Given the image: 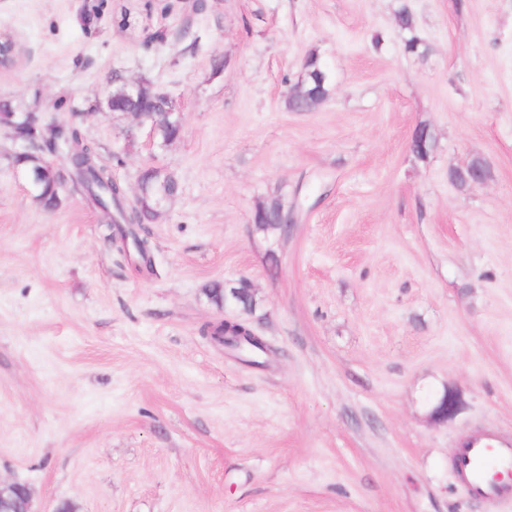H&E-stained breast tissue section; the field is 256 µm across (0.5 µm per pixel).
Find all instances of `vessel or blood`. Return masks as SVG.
<instances>
[{"instance_id": "obj_1", "label": "vessel or blood", "mask_w": 512, "mask_h": 512, "mask_svg": "<svg viewBox=\"0 0 512 512\" xmlns=\"http://www.w3.org/2000/svg\"><path fill=\"white\" fill-rule=\"evenodd\" d=\"M453 463L457 480L472 496L489 504L512 499V482L484 475L489 468H512V438L486 427L475 429L459 442Z\"/></svg>"}]
</instances>
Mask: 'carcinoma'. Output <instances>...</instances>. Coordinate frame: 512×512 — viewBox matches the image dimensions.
Returning <instances> with one entry per match:
<instances>
[{
	"label": "carcinoma",
	"instance_id": "obj_1",
	"mask_svg": "<svg viewBox=\"0 0 512 512\" xmlns=\"http://www.w3.org/2000/svg\"><path fill=\"white\" fill-rule=\"evenodd\" d=\"M396 21L401 30L409 33L405 49L409 52L418 51L422 42L415 34V19L408 8L403 7L397 12ZM325 72V65L319 55L310 53L304 75L308 87L320 93L328 91L329 82L324 77ZM130 105L125 89L116 86L98 104V108L110 112ZM17 111L18 108L9 102L0 103V120L12 123L15 126L14 134L29 143L28 152L15 156L14 162L22 171L38 175V184L31 187L35 200L46 208L56 207L62 182L65 177H70L73 183L82 188L88 200L106 215L107 224L113 227L109 239L117 241L121 250L134 253V258L141 263L144 272L153 273L148 240L138 235L137 228L142 226L144 220L157 217L163 204L178 194V176L160 168L143 170L139 194L134 204L129 206L126 204L125 186L113 180L112 173L106 167L89 163L95 148L81 136L75 126H60L56 132V138L67 141V145L72 148V153L66 158V170L55 167L47 169L42 164V156L36 152L38 137L32 135L26 122L12 118ZM283 208L285 205L278 197L259 205L257 213L252 216L255 229L263 233L283 234L284 229L277 222V211ZM202 292L219 309L228 305L242 314L251 315L259 306L257 295L250 289L246 279L229 286L214 282L203 288ZM227 350L242 356L243 362L249 365H263L259 360L265 352V344L262 342L241 344L235 341Z\"/></svg>",
	"mask_w": 512,
	"mask_h": 512
}]
</instances>
